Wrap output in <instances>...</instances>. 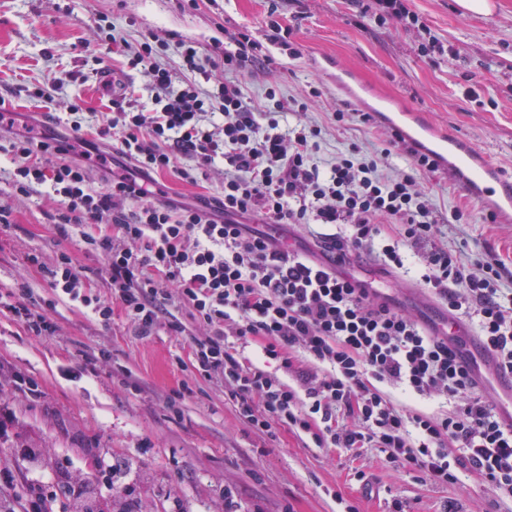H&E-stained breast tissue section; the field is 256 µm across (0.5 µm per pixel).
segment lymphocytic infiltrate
Returning <instances> with one entry per match:
<instances>
[{"label":"lymphocytic infiltrate","instance_id":"obj_1","mask_svg":"<svg viewBox=\"0 0 512 512\" xmlns=\"http://www.w3.org/2000/svg\"><path fill=\"white\" fill-rule=\"evenodd\" d=\"M409 0H374L377 20H395L427 35L421 56L443 52ZM92 41L120 47L123 64L145 79L149 103L121 85L100 133L117 143L116 156L143 174L171 172L197 184L216 164L223 188L198 205L160 204L124 173L106 188L89 186L90 167L114 162L83 136L88 117L69 102L70 137L28 128L15 133V115L0 109V155L9 157L12 186L32 197L49 186L60 207L52 216L60 234L86 224L92 250L108 259L112 296L83 293L73 260L60 254L41 270L56 295L90 308L102 322L120 304L141 336L167 317L172 301L188 306L204 333L190 335L193 367L221 378L224 394L255 430L284 427L319 448H378L386 463L416 471L440 485L458 474L453 447L493 489L512 494V427L505 426L480 388L479 375L460 355L457 329L474 326L498 368L512 370V289L507 269L440 240L441 218L415 174L433 171L428 155L410 151L411 171L392 170L389 150L358 146L321 160L322 128L307 118L319 92L304 101L257 108L237 76L267 62L248 30L227 31L224 60L204 66L198 44L178 43L170 67L164 42L116 37L106 14L89 30ZM295 113L284 124L285 113ZM50 155L62 161L46 166ZM258 219L253 230L248 219ZM334 224L323 235L331 257L316 261L264 232V225ZM420 249L416 274L444 303L455 331L436 335L397 309L391 299L346 271L354 250L377 249L394 270L407 267L405 247ZM261 344L287 378L245 362L230 337ZM423 400H448L443 415L397 409L390 389Z\"/></svg>","mask_w":512,"mask_h":512}]
</instances>
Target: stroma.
<instances>
[{
  "instance_id": "obj_1",
  "label": "stroma",
  "mask_w": 512,
  "mask_h": 512,
  "mask_svg": "<svg viewBox=\"0 0 512 512\" xmlns=\"http://www.w3.org/2000/svg\"><path fill=\"white\" fill-rule=\"evenodd\" d=\"M495 3L483 15L462 12L456 0H411L432 35L459 51L434 64L419 55L417 33L376 21L370 0H198L194 9L186 0H0V98L22 121L52 129L65 119L67 104L78 101L90 114L86 136L97 139L94 125L109 112L110 98L95 85L100 72L122 64L119 54L87 40L97 13L107 14L128 41L167 40L173 63L170 33L196 41L209 57L224 43L225 30L243 27L270 57L265 70L242 76L245 96L263 106L268 87L286 101L317 88L308 117L322 128L321 158L352 144L385 149L387 126L357 118L383 105L464 136L512 175V0ZM271 18L287 28L285 45L268 44ZM53 71L74 78L55 90L59 106L51 114L25 89ZM337 109L355 113V120L331 124L328 114ZM418 180L448 221L449 247L512 269V223L489 221L450 171L439 168ZM151 188L164 200L191 202L220 192L222 177L214 173L192 186L158 174ZM0 205L12 210L11 227L0 230V294L29 288L56 324L54 335L38 337L0 311V410L12 418L0 449L21 458L9 476L0 475L6 512H33L26 486L59 472L96 474L88 491L97 501L113 507L124 499L150 512H340L345 504L355 512H389L396 499L407 512H512V496L495 493L467 469L457 484L441 486L387 466L375 448H318L288 429L268 436L251 428L225 400L223 383L193 372L184 336L168 324L143 339L121 308L106 326L55 295L29 256L50 264L69 254L85 286L104 298L111 293L107 258L87 250L80 230L58 232L50 220L58 201L49 187L16 197L4 159ZM458 209L468 212V223H452ZM351 267L382 282L406 314L432 319L442 308L431 290L368 251L353 253ZM17 373L37 384V394L16 388ZM102 462L111 471H99ZM361 472L372 491L358 481Z\"/></svg>"
}]
</instances>
